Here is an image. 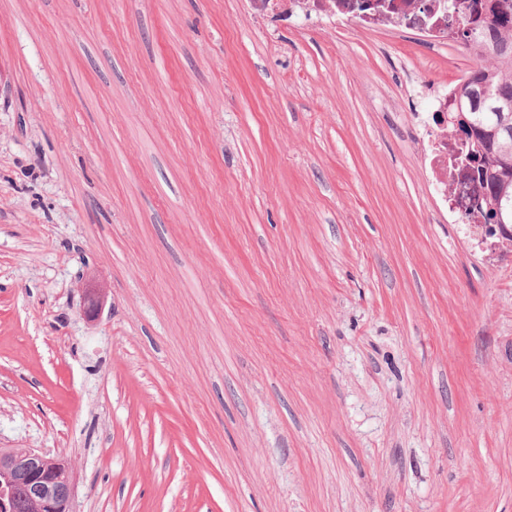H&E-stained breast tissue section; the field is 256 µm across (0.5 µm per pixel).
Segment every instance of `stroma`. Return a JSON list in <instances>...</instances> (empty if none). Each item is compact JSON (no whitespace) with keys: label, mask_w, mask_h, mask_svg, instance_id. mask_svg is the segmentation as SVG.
Here are the masks:
<instances>
[{"label":"stroma","mask_w":512,"mask_h":512,"mask_svg":"<svg viewBox=\"0 0 512 512\" xmlns=\"http://www.w3.org/2000/svg\"><path fill=\"white\" fill-rule=\"evenodd\" d=\"M475 65L0 0V448L74 512H512V249L444 222L407 120Z\"/></svg>","instance_id":"1"}]
</instances>
